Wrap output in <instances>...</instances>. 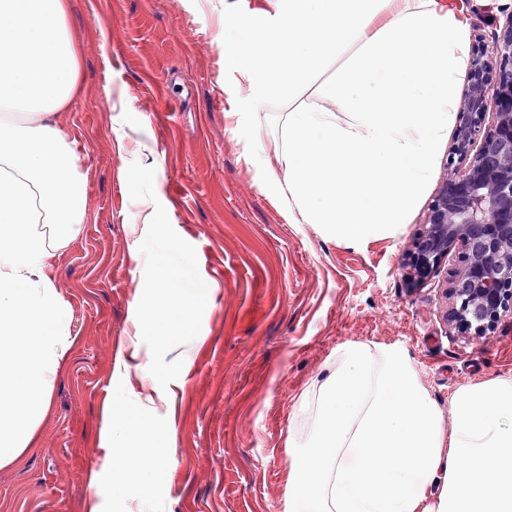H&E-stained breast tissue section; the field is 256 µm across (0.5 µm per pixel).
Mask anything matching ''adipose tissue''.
I'll return each mask as SVG.
<instances>
[{
    "instance_id": "1",
    "label": "adipose tissue",
    "mask_w": 512,
    "mask_h": 512,
    "mask_svg": "<svg viewBox=\"0 0 512 512\" xmlns=\"http://www.w3.org/2000/svg\"><path fill=\"white\" fill-rule=\"evenodd\" d=\"M227 118L257 190L292 224L351 244L395 236L437 176L471 63L470 8L443 0H226ZM66 0H0V463L27 448L70 347L51 271L86 223L64 112L79 80ZM164 255L133 252L134 326H192L197 296ZM112 491L154 484L176 440L117 406L99 435ZM288 512H512V375L464 388L443 424L407 353L349 342L288 434Z\"/></svg>"
}]
</instances>
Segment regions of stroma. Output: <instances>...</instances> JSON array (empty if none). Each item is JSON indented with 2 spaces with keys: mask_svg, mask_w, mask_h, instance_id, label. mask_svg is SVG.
Instances as JSON below:
<instances>
[{
  "mask_svg": "<svg viewBox=\"0 0 512 512\" xmlns=\"http://www.w3.org/2000/svg\"><path fill=\"white\" fill-rule=\"evenodd\" d=\"M224 0H67L81 89L66 125L89 213L53 261L74 342L61 359L36 439L0 464V512H282L286 441L300 397L347 342L402 348L443 419L459 389L512 375V314L483 335L451 322L462 249L418 275L407 254L427 203L393 237L350 245L291 224L257 192L224 117L230 109L216 21ZM512 0H472L473 54L492 50ZM128 153L117 154L116 139ZM157 190L164 233L190 254L179 286L212 289L197 330L149 340L144 373L158 388L149 417L176 434V462L149 494H110L99 442L123 385L132 328L136 191Z\"/></svg>",
  "mask_w": 512,
  "mask_h": 512,
  "instance_id": "stroma-1",
  "label": "stroma"
}]
</instances>
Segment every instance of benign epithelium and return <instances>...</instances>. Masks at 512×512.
Here are the masks:
<instances>
[{
	"instance_id": "7a95c632",
	"label": "benign epithelium",
	"mask_w": 512,
	"mask_h": 512,
	"mask_svg": "<svg viewBox=\"0 0 512 512\" xmlns=\"http://www.w3.org/2000/svg\"><path fill=\"white\" fill-rule=\"evenodd\" d=\"M491 43V55L473 61L453 139L469 162L430 205L409 258L429 267L462 243L450 319L476 334L512 311V14L491 32Z\"/></svg>"
}]
</instances>
